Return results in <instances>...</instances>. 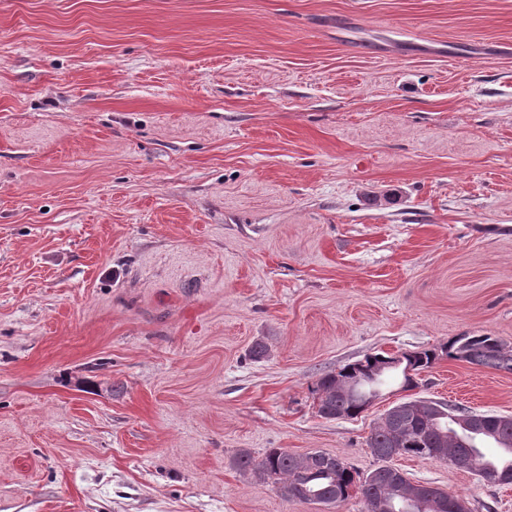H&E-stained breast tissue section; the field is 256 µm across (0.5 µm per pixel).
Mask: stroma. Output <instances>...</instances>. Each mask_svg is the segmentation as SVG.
I'll use <instances>...</instances> for the list:
<instances>
[{
  "label": "stroma",
  "mask_w": 512,
  "mask_h": 512,
  "mask_svg": "<svg viewBox=\"0 0 512 512\" xmlns=\"http://www.w3.org/2000/svg\"><path fill=\"white\" fill-rule=\"evenodd\" d=\"M464 333L512 350V0H0V512H322L238 453L365 474L396 403L512 416L444 356L318 415ZM413 354L414 362H410L411 375L406 373L405 366H400L405 362L408 365V354L387 356L376 353L349 364L336 373L322 376L313 389L314 399L320 404L317 413L325 419L353 418L363 412V397L372 392L379 396L388 379H398L401 376V387H411L414 376L431 368L440 357L436 350L417 351ZM389 358L393 365L400 367L389 364ZM364 368L375 369L376 377L370 381L363 379Z\"/></svg>",
  "instance_id": "obj_1"
}]
</instances>
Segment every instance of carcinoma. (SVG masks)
<instances>
[{"mask_svg": "<svg viewBox=\"0 0 512 512\" xmlns=\"http://www.w3.org/2000/svg\"><path fill=\"white\" fill-rule=\"evenodd\" d=\"M470 364L512 372V350H506L498 338L488 334H464L448 342L440 351L414 353L412 374L389 364V356L376 353L349 364L336 373L322 376L313 389L325 419L352 418L361 412L366 395H380L389 379H399L401 387L414 384V376L432 367L440 356ZM405 435V455L438 461L457 458L473 461L471 472L496 474L512 472V421L488 413L478 429L465 427L456 414L436 418L426 412L391 411L375 426L368 447L381 465L361 477L341 458L323 451L296 454L272 448L257 460L251 454L238 455L236 463L244 471L269 480L283 495L301 501L329 506L346 501L357 491L371 512H420L412 500L417 490L431 497L427 512H455L463 497L438 487L414 485L397 476L399 469L389 464L399 435Z\"/></svg>", "mask_w": 512, "mask_h": 512, "instance_id": "obj_1", "label": "carcinoma"}]
</instances>
